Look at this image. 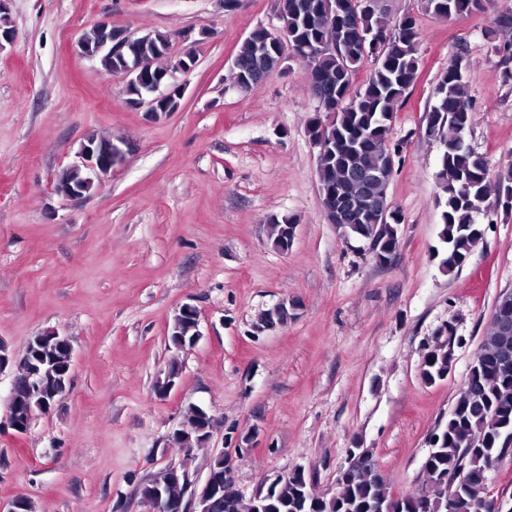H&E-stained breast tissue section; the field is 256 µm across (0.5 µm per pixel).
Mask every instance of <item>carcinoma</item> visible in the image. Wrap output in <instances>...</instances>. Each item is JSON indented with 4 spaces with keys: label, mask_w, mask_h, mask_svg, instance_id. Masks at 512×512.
<instances>
[{
    "label": "carcinoma",
    "mask_w": 512,
    "mask_h": 512,
    "mask_svg": "<svg viewBox=\"0 0 512 512\" xmlns=\"http://www.w3.org/2000/svg\"><path fill=\"white\" fill-rule=\"evenodd\" d=\"M422 9L435 17L452 19L486 11L490 0H421ZM352 0H278L280 26L276 34L264 29L250 33L239 45L231 74L237 86L250 88L282 69L281 44L303 63L307 87L313 96L324 94L321 112L308 123L313 142L320 144L319 190L327 223L336 225L348 239L373 243V255L384 262L396 248L401 212L388 209L387 187L393 177L390 148L393 126L400 103L415 84L419 71L420 33L416 19L404 16L388 30L384 12L377 8L359 18V28L338 17ZM493 38L504 40L503 49L512 50V15H499L489 30ZM169 37L161 33L128 38L121 49H100L95 58L107 72H129L142 61L150 67L127 83L128 102L135 103L152 85L169 79V67L159 64L168 54ZM372 60L362 85L355 77L366 60ZM468 77L460 57L448 62L436 86V100L426 115L425 134L440 142L442 152L437 173L442 195V228L439 232L440 267L445 272L460 268L483 239L484 229L476 213L512 210V170L490 178L486 158L473 151L464 139L471 122L467 98ZM182 87L174 85L157 99L155 112H173L180 106ZM58 183L80 188L87 195L98 185L88 172L66 166L56 175ZM272 244L282 250L288 246V233L297 226L295 217L271 215ZM512 320V290L500 292L494 304L476 357L457 394L446 421L433 434L436 441L423 464L425 476L444 475L448 483L433 490L421 502L415 495H392L380 472L369 476L340 473L336 497L312 491L307 476L296 473L279 481L266 512H475L493 461L512 448V358L501 357L504 348L512 349V327L504 329L498 315ZM194 314L179 309L169 325L168 341L175 349L197 338ZM451 359L449 342L434 344L425 356L420 376L428 384L444 379ZM69 354L51 336L35 339L25 353L12 363L14 370L13 409L28 419L46 414L57 395L52 385L30 392L21 373L51 366L64 370ZM207 424L202 408L189 406L180 423L182 433L194 446L203 443L199 430ZM469 474L465 483L452 478ZM173 484L164 469L155 473L140 488L141 498L151 490ZM256 501L235 498L228 509L224 501L196 503L199 512H254Z\"/></svg>",
    "instance_id": "cac0c4a2"
}]
</instances>
